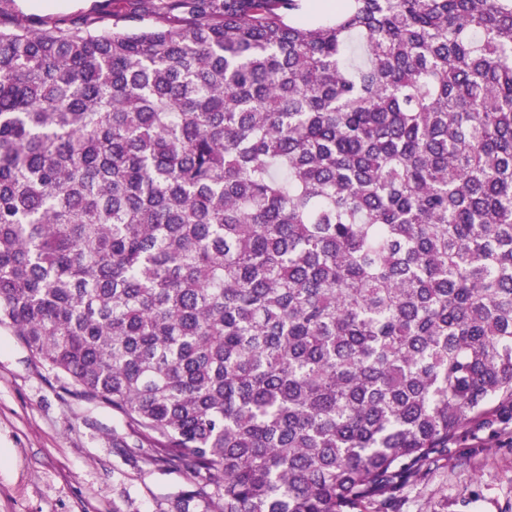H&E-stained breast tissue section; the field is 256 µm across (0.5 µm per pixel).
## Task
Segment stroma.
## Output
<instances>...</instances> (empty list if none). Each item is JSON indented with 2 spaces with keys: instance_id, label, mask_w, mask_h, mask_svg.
<instances>
[{
  "instance_id": "obj_1",
  "label": "stroma",
  "mask_w": 512,
  "mask_h": 512,
  "mask_svg": "<svg viewBox=\"0 0 512 512\" xmlns=\"http://www.w3.org/2000/svg\"><path fill=\"white\" fill-rule=\"evenodd\" d=\"M0 10L49 25L107 13L165 25L147 0H0ZM111 408L64 393L0 327V512H167L191 490L183 473L143 463L115 445ZM393 512H512V419L491 415L461 430L446 460L400 493Z\"/></svg>"
}]
</instances>
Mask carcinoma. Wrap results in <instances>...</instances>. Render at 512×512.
<instances>
[{
	"label": "carcinoma",
	"instance_id": "cac0c4a2",
	"mask_svg": "<svg viewBox=\"0 0 512 512\" xmlns=\"http://www.w3.org/2000/svg\"><path fill=\"white\" fill-rule=\"evenodd\" d=\"M303 2L0 12V327L174 512H365L512 407V0ZM161 0H0V10L20 19L36 17L48 25H64L78 18L95 19L106 13L143 18L144 24L165 25L170 19L159 9Z\"/></svg>",
	"mask_w": 512,
	"mask_h": 512
}]
</instances>
